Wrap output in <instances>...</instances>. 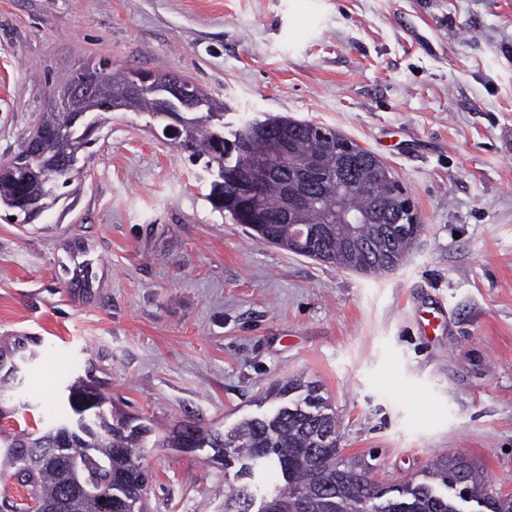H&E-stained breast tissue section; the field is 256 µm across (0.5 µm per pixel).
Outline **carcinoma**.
I'll return each instance as SVG.
<instances>
[{
    "label": "carcinoma",
    "instance_id": "1",
    "mask_svg": "<svg viewBox=\"0 0 512 512\" xmlns=\"http://www.w3.org/2000/svg\"><path fill=\"white\" fill-rule=\"evenodd\" d=\"M100 84L112 87V93L123 94L128 74L121 71L105 74L94 71ZM211 111L193 115L200 128L189 140L185 150L195 161L205 159V164H218L222 157L216 153L218 142L224 136V124H215L214 116L222 117L224 104L210 100ZM122 105L135 112H150L155 102L147 96H129ZM296 134L294 156L303 160L320 155L326 167L336 166L335 157L328 152L329 143L336 140V130L302 121ZM39 126L52 131H68L73 128V113L46 112ZM76 170L50 169L51 194L46 199L52 205L58 198V190L69 186ZM266 181L260 191L263 207L274 214L282 206L285 178ZM370 194L366 197L348 190L328 188L320 198L303 208L305 222L316 227L312 239L302 245H292L284 236L283 224H248L253 236L316 261L330 263L339 269L359 274L382 275L402 264L417 238L424 229L422 224H389L388 233L394 238L388 253L376 254L368 246L380 226L363 224L359 237L365 241L360 248L348 243L347 229L336 225V200L344 207L374 211L377 204L386 199L391 185L385 178L369 182ZM232 190L225 180L211 182L209 196L214 206L224 208V195ZM93 380L90 376L77 377L65 386L64 402L74 410L71 397L86 394ZM268 397L279 401L269 413L247 416L225 432L201 430L191 427L172 429L165 433L175 448H211L218 460L224 463V476L234 475L236 480L254 477V468L265 464L280 471L284 484L272 489L253 490L244 483L224 493V512H244L239 505L242 493L248 492L266 504L268 512H460L456 488L463 489L479 507L480 512H512V495L503 494L486 478L473 461L461 456L442 457L420 480L409 481L399 487L383 488L367 471L365 459L345 456L336 443L338 421L321 388L302 379H288L274 384ZM112 431L101 435L92 446L80 441L67 449L73 458L82 460L93 480L114 483V491L126 503V512H148V472L136 468L128 453L130 448L146 447L156 427L138 423L133 417L111 409L106 413ZM54 435L45 431L34 441L15 437L9 441L0 438V447L10 442L14 445L29 443L34 448H49ZM28 488L30 496L52 503L64 492L63 471L58 463L45 464L39 469L18 478Z\"/></svg>",
    "mask_w": 512,
    "mask_h": 512
}]
</instances>
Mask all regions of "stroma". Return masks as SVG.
<instances>
[{"label": "stroma", "mask_w": 512, "mask_h": 512, "mask_svg": "<svg viewBox=\"0 0 512 512\" xmlns=\"http://www.w3.org/2000/svg\"><path fill=\"white\" fill-rule=\"evenodd\" d=\"M99 64L192 80L228 131L264 115L341 131L380 153L424 231L382 276L265 244L161 123L109 113L36 223L0 209V345L28 357L0 431L59 420L85 374L143 422L219 431L300 377L377 482L461 454L512 493V0H0V163L59 79ZM212 456L149 446L150 512H224Z\"/></svg>", "instance_id": "1"}]
</instances>
